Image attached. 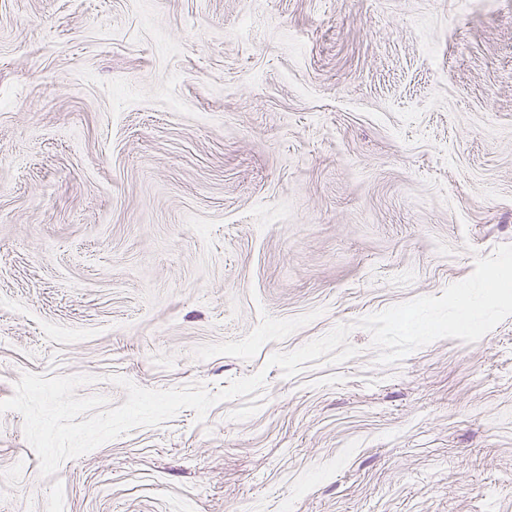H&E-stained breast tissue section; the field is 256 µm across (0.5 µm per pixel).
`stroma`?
Here are the masks:
<instances>
[{"label": "stroma", "instance_id": "obj_1", "mask_svg": "<svg viewBox=\"0 0 512 512\" xmlns=\"http://www.w3.org/2000/svg\"><path fill=\"white\" fill-rule=\"evenodd\" d=\"M502 244L512 0H0V401L266 373L48 478L0 413V512H512V316L391 366L356 325Z\"/></svg>", "mask_w": 512, "mask_h": 512}]
</instances>
